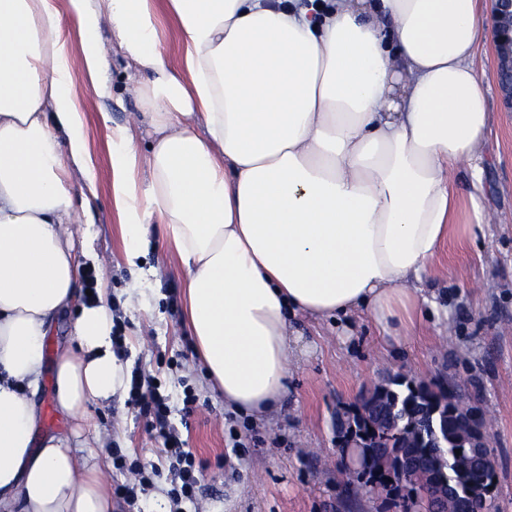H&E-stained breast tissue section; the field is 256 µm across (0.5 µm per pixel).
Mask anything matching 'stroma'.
Segmentation results:
<instances>
[{"mask_svg": "<svg viewBox=\"0 0 512 512\" xmlns=\"http://www.w3.org/2000/svg\"><path fill=\"white\" fill-rule=\"evenodd\" d=\"M475 68L487 89L493 123L482 149L483 195L492 220L480 238L454 227L422 292L445 311L404 338L381 335L361 315L316 322L298 315L290 323L299 348L290 359L288 390L271 417L252 419L226 410L212 388L183 325L182 272L160 225L150 228L151 249L128 266L108 171V125L141 114L130 91L133 73L112 53L104 76L107 94L76 76L72 95L84 112L85 134L97 175L78 180L76 207L86 208L94 258L77 255V272L95 269L109 288L124 335L123 361L142 368L167 396L169 419L203 466L204 479L184 512H403L383 496L348 498V475L336 451L338 408L357 404L367 390L402 374L427 383L446 379L471 396L490 420L495 512H512V113L504 112L495 78L491 41H483ZM161 267L160 276L150 267ZM137 290L141 303L126 304ZM197 397L184 412L186 394ZM128 392L87 407L101 431L112 466L110 485L129 482L121 462L153 466L152 487L138 499L140 512L167 507L169 459L164 440L138 419Z\"/></svg>", "mask_w": 512, "mask_h": 512, "instance_id": "obj_1", "label": "stroma"}]
</instances>
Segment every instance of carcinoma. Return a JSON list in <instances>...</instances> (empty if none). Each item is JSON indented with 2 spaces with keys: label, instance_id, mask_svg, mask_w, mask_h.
I'll use <instances>...</instances> for the list:
<instances>
[{
  "label": "carcinoma",
  "instance_id": "obj_1",
  "mask_svg": "<svg viewBox=\"0 0 512 512\" xmlns=\"http://www.w3.org/2000/svg\"><path fill=\"white\" fill-rule=\"evenodd\" d=\"M360 401L379 435L359 449L363 468L347 483L348 495L384 493L427 512L426 489L446 484L454 491L446 512H469L475 489L493 485L494 472L469 449L455 453L457 417L471 405L454 387L397 375Z\"/></svg>",
  "mask_w": 512,
  "mask_h": 512
}]
</instances>
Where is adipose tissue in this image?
<instances>
[{
    "label": "adipose tissue",
    "instance_id": "adipose-tissue-1",
    "mask_svg": "<svg viewBox=\"0 0 512 512\" xmlns=\"http://www.w3.org/2000/svg\"><path fill=\"white\" fill-rule=\"evenodd\" d=\"M153 2L67 0L73 57L53 0H0V512H112L101 436L83 422L127 375L106 286L80 299L74 247L92 241L74 240L70 189L73 174L95 177L71 86L101 80L109 48L136 75L152 135L143 155L139 119L108 134L125 260L160 221L196 352L231 411L279 408L290 316L363 312L387 334L429 317L420 284L458 218L472 234L486 223L480 0H165L174 63ZM70 309L53 382L75 427L40 441L43 345ZM54 4L62 14V40L66 41L68 53L71 56L80 54L79 37L77 32V23L69 16L65 0H55ZM156 23L162 48L174 63L178 57V31L174 21L169 17L163 0H156Z\"/></svg>",
    "mask_w": 512,
    "mask_h": 512
}]
</instances>
